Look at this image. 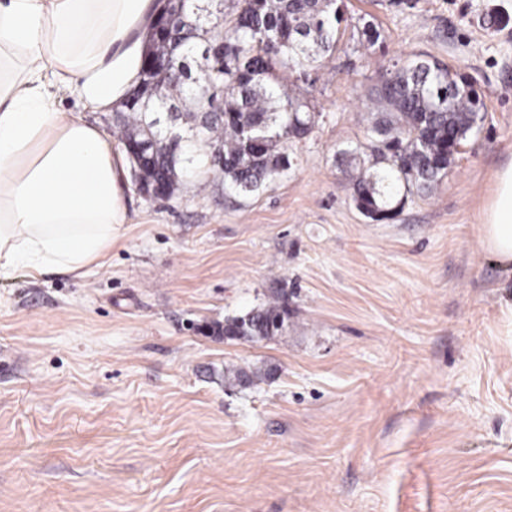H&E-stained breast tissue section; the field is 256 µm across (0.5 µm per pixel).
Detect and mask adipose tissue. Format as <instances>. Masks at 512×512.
<instances>
[{
    "label": "adipose tissue",
    "instance_id": "obj_1",
    "mask_svg": "<svg viewBox=\"0 0 512 512\" xmlns=\"http://www.w3.org/2000/svg\"><path fill=\"white\" fill-rule=\"evenodd\" d=\"M158 0H0V279L79 274L126 222L124 154L68 93L105 112L138 85ZM482 245L512 266V165L482 210Z\"/></svg>",
    "mask_w": 512,
    "mask_h": 512
}]
</instances>
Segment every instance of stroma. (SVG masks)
I'll return each mask as SVG.
<instances>
[{
    "instance_id": "1",
    "label": "stroma",
    "mask_w": 512,
    "mask_h": 512,
    "mask_svg": "<svg viewBox=\"0 0 512 512\" xmlns=\"http://www.w3.org/2000/svg\"><path fill=\"white\" fill-rule=\"evenodd\" d=\"M287 174L157 200L82 275L0 280V512H512V268L480 245L512 163V0H343ZM381 33L361 46L366 22ZM430 56L486 112L447 176L375 222L338 152ZM283 327L229 338L272 301Z\"/></svg>"
}]
</instances>
